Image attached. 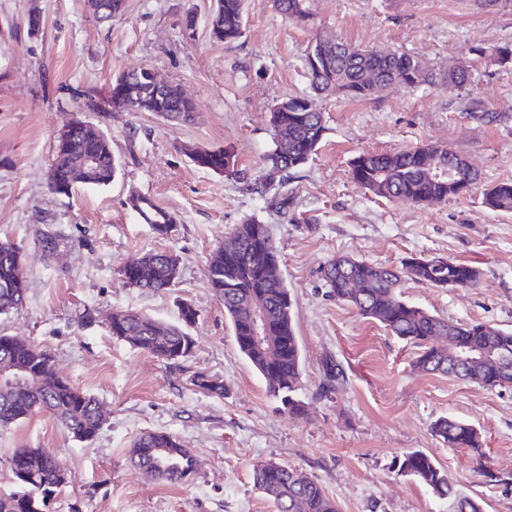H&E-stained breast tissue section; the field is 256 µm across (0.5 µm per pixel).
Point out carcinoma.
<instances>
[{
	"label": "carcinoma",
	"mask_w": 512,
	"mask_h": 512,
	"mask_svg": "<svg viewBox=\"0 0 512 512\" xmlns=\"http://www.w3.org/2000/svg\"><path fill=\"white\" fill-rule=\"evenodd\" d=\"M277 10L296 23L307 21L303 0H275ZM212 35L234 43L245 25L244 0H214L208 16ZM314 49L321 53L318 66H306L310 86L316 92H335L351 100H364L392 85L414 87L409 81L416 71L420 82H433V73L420 58L406 53H386L341 42L317 40ZM480 52L501 64L512 63L509 46L482 47ZM108 97L114 112H154L168 121L189 123L194 104L185 100L179 85L165 90L151 88L143 71L123 73L112 80ZM90 112L107 114L96 105V96H86ZM274 130L273 145L265 161L270 175L278 176L272 198L277 209L288 213L293 204L288 190L291 178L312 160L324 138L326 127L322 113L298 112L287 108L270 113ZM97 156L94 171H82L80 161L88 152ZM191 161L200 168L219 173L235 172L234 156L225 150L194 148ZM459 169L457 187L448 180L434 181L432 165ZM118 161L109 138L89 139L81 131L68 139L66 150L56 161L49 189L68 196L78 185L107 186L116 178ZM353 181L381 199L405 198L422 205H437L450 197H459L478 188V174L469 161L447 146L424 145L394 152H362L350 162ZM483 203L493 211L512 212V181L488 185L481 191ZM131 207L144 223L161 238L175 228L168 212L149 198L131 194ZM229 245L216 250L210 258L209 281L214 296L224 305L241 354L263 379L267 393L291 416L306 414L305 405L296 398L295 388L303 370V355L292 320L288 288L279 274L280 256L267 225L254 217L234 225ZM19 248L0 240V313H6L25 299L26 288L16 264ZM179 257L171 252H153L127 258L121 268L124 281L149 290L167 288L178 273ZM325 283L337 300L352 306L364 318L383 326L392 335L410 341L420 349L415 367L423 372L446 374L485 388L512 384V361L490 373L481 365L448 367V347L466 343L477 349L495 352L512 347V330L484 322L462 323L431 313L407 302L399 295L404 280L410 278L430 288H472L481 278L479 268L445 258L407 257L401 268L382 265L363 258L339 255L322 270ZM260 303L267 318L273 343L263 348L248 341L251 310ZM197 317L189 304L179 308L180 324H170L143 313L116 310L108 319L110 335L165 362L190 356L196 340L187 328ZM23 367L30 372L19 389L0 386V429L21 422L37 412L49 413L78 441H90L103 423L100 403L88 393L74 388L58 374L53 355L16 336L0 335V368ZM322 386L332 393L343 381L338 364L327 358L322 362ZM197 390L214 396L224 395V383L200 373L194 376ZM433 433L450 448H469L476 453L479 470L492 473L482 463L480 433L470 423L442 416L432 425ZM135 456L144 472L171 483L186 480L195 469L193 457L180 442L164 432L142 435L135 444ZM15 484L11 492L0 494V512H42V506L66 484L64 472L39 448H16L8 458ZM400 471L413 477L440 498L453 500L455 512H483L482 504L458 492L448 473L423 451L403 456ZM254 486L273 501L276 512H338L336 501L315 481L296 470L273 461L253 469Z\"/></svg>",
	"instance_id": "cac0c4a2"
}]
</instances>
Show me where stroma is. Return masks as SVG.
<instances>
[{
  "label": "stroma",
  "mask_w": 512,
  "mask_h": 512,
  "mask_svg": "<svg viewBox=\"0 0 512 512\" xmlns=\"http://www.w3.org/2000/svg\"><path fill=\"white\" fill-rule=\"evenodd\" d=\"M212 0H124L102 23L85 0H0V239L24 256L22 306L0 314V335L51 352L58 373L100 402L105 422L89 442L75 440L42 412L0 430V491L10 490L7 460L16 448L43 449L67 475L45 512H275L253 485L256 464L275 461L318 482L339 512H453L448 499L401 474L405 453L420 450L448 471L484 512H512V384L486 389L413 368L417 349L337 301L322 278L325 263L349 254L400 265L409 256L442 257L478 267L474 288L406 282L404 300L460 322L512 329V213L488 210L480 191L436 206L374 197L350 176L360 152L445 145L474 165L482 184L512 181V64L482 48L512 45V0H304L296 24L273 0H245L246 26L235 43L208 26ZM40 13L39 29L28 27ZM344 40L420 56L434 83L394 85L364 101L314 98L327 131L316 156L290 182L288 214L257 193L271 149L273 106L311 94L305 49ZM471 72L469 89L448 86L449 66ZM153 69L180 84L193 122L174 125L152 112H115L84 120L109 137L121 168L106 187L49 191L58 131L80 113L83 94H105L114 77ZM496 113L479 119L476 107ZM225 149L234 174L196 167L187 148ZM139 193L177 215L160 238L129 205ZM267 224L282 258L304 369L296 396L306 418L279 409L239 352L223 304L209 284L214 249L246 218ZM61 242L45 259L36 238ZM181 257L171 288L150 292L120 275L127 257L152 251ZM198 316L192 354L175 364L132 348L106 329L116 309L177 322L181 303ZM93 322H82L85 310ZM333 358L344 384L324 396L321 363ZM224 382L223 396L195 389L194 375ZM442 416L479 430L489 476L469 450L432 433ZM164 431L196 461L183 483L153 478L133 462L137 439Z\"/></svg>",
  "instance_id": "35a3bbf8"
}]
</instances>
